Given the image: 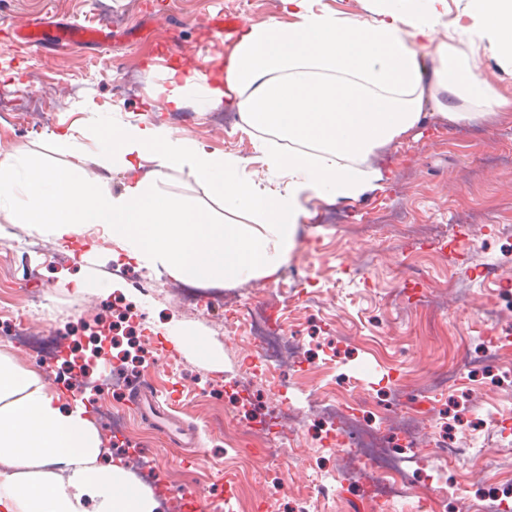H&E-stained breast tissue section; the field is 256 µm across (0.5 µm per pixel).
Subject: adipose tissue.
<instances>
[{
	"label": "adipose tissue",
	"instance_id": "obj_1",
	"mask_svg": "<svg viewBox=\"0 0 512 512\" xmlns=\"http://www.w3.org/2000/svg\"><path fill=\"white\" fill-rule=\"evenodd\" d=\"M316 0H281V19L246 26L206 87L214 106L236 100L247 128L287 140L259 144L255 159L219 154L163 124L98 125L103 165H120L122 191L85 173L71 131L52 135L71 157L59 168L0 162V219L63 239L81 227L107 230L113 256L170 277L231 286L277 281L298 246L311 201H354L383 189L375 150L408 136L428 114L454 125L512 119V91L476 73L477 43L512 65V0H463L455 21L468 40L437 36L447 0H365L367 17L347 21ZM269 180H253L250 163ZM186 166L225 210L248 224L215 221L205 208L160 188ZM90 412L67 405L39 374L0 353V512H157L151 488L122 458L103 460Z\"/></svg>",
	"mask_w": 512,
	"mask_h": 512
}]
</instances>
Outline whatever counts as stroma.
Returning <instances> with one entry per match:
<instances>
[{
  "instance_id": "stroma-1",
  "label": "stroma",
  "mask_w": 512,
  "mask_h": 512,
  "mask_svg": "<svg viewBox=\"0 0 512 512\" xmlns=\"http://www.w3.org/2000/svg\"><path fill=\"white\" fill-rule=\"evenodd\" d=\"M236 17L238 25L280 17V0H252L239 11L237 0H0V92H28L43 98L17 127L0 128V160L19 157L46 167L65 165L67 153L54 149L53 133L76 128L89 160V175L104 178L108 190L125 181L119 169H103L98 144L84 135L93 124L163 123L178 135L204 142L212 150L251 157L236 105L200 111L206 82L189 79L179 91L184 109L152 112L148 104L174 91L169 69L193 70L224 57L234 44L211 27L217 17ZM113 31L104 46L74 50L27 47L12 31L34 19ZM124 79L114 82L112 63ZM98 109L88 112L85 100ZM372 165L389 173L385 190L356 201L318 202L306 243L277 282L256 280L204 289L213 299L262 301L276 298L286 333L302 345L300 369H283V388L268 386L247 365L251 341L227 336L217 327L224 309L200 315L175 304L155 305L147 319L127 320L130 283L113 278L112 243L105 231L81 229L66 240L65 263H45L57 251L52 237L25 224L0 226V305L24 312L30 296L47 299L60 321L57 340L90 355L85 321L96 318L115 336L112 355L92 364L94 377L123 370V386L86 392L99 431L110 437L113 454L124 456L142 482L160 490L162 512H178L185 493H195L202 512H300L309 479L333 477L336 496L322 512H375L373 502L351 482V459L343 436L318 416L296 426L288 454L251 445L241 424L302 407L325 391L322 364L335 374L355 377L374 401V416L387 414L392 392H399L423 427L424 446L406 449L415 493L430 497L425 470L438 463V440L465 444L468 452L448 466L456 488L447 512L464 503L493 505L496 484L512 481V445L488 419L501 413L512 426V388L503 389L484 368L471 366L464 384L425 401L416 389L445 365L491 346L490 330L512 328V121H491L461 129L432 120L420 138H406L380 149ZM169 195L211 209L224 218V205L189 168L168 170L161 185ZM377 212L382 223L402 218L404 234L387 252L378 236L349 235L344 228ZM33 239L29 259L8 255L10 240ZM10 325H0V352L21 367L36 370L50 389H70L64 359L16 348ZM193 337L182 349L176 336ZM250 382L253 405L236 407L232 388ZM157 394L180 423L195 428L199 453L191 459L167 436L140 418L132 394L140 386ZM123 422L112 427L108 416Z\"/></svg>"
}]
</instances>
